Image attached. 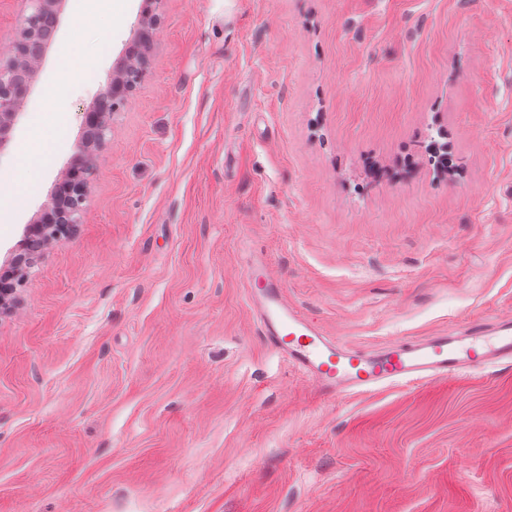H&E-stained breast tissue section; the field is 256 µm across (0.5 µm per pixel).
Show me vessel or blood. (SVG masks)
I'll use <instances>...</instances> for the list:
<instances>
[{
    "instance_id": "vessel-or-blood-1",
    "label": "vessel or blood",
    "mask_w": 512,
    "mask_h": 512,
    "mask_svg": "<svg viewBox=\"0 0 512 512\" xmlns=\"http://www.w3.org/2000/svg\"><path fill=\"white\" fill-rule=\"evenodd\" d=\"M248 301L268 345L321 396L346 397L389 385L456 380L512 367V316L478 317L419 341H393L376 349L347 346L324 335L284 296L264 259L246 272Z\"/></svg>"
}]
</instances>
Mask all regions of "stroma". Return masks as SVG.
I'll return each instance as SVG.
<instances>
[{
  "label": "stroma",
  "instance_id": "35a3bbf8",
  "mask_svg": "<svg viewBox=\"0 0 512 512\" xmlns=\"http://www.w3.org/2000/svg\"><path fill=\"white\" fill-rule=\"evenodd\" d=\"M80 4L0 153L26 193L0 267L135 37L142 0L81 24ZM159 11L80 224L0 314V512H512V369L321 398L266 344L245 277L265 258L362 349L512 315V0ZM438 132L454 175L420 151Z\"/></svg>",
  "mask_w": 512,
  "mask_h": 512
}]
</instances>
